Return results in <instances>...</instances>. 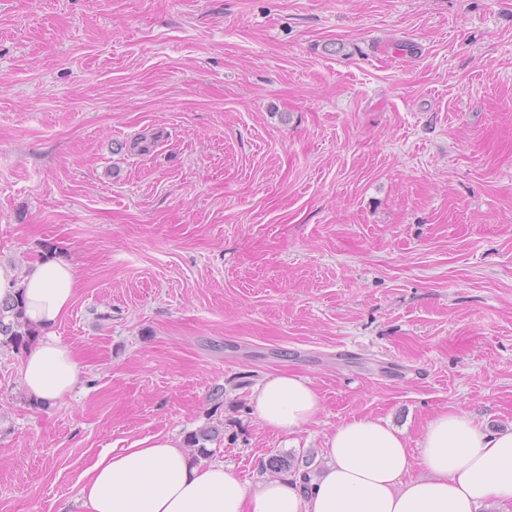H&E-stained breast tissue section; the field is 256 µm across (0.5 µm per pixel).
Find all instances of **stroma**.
Listing matches in <instances>:
<instances>
[{"label":"stroma","mask_w":512,"mask_h":512,"mask_svg":"<svg viewBox=\"0 0 512 512\" xmlns=\"http://www.w3.org/2000/svg\"><path fill=\"white\" fill-rule=\"evenodd\" d=\"M54 255L82 371L38 406L0 350V512L158 433L256 484L353 417L512 423V0H0V266ZM251 401L260 424L288 436L302 431L322 405L311 382L295 374H278L267 379L254 389Z\"/></svg>","instance_id":"stroma-1"}]
</instances>
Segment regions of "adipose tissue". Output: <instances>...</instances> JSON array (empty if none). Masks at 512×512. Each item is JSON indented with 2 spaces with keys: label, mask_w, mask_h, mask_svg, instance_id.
<instances>
[{
  "label": "adipose tissue",
  "mask_w": 512,
  "mask_h": 512,
  "mask_svg": "<svg viewBox=\"0 0 512 512\" xmlns=\"http://www.w3.org/2000/svg\"><path fill=\"white\" fill-rule=\"evenodd\" d=\"M77 285L73 265L55 258L20 271L0 267V300H15L39 333L20 367L36 403L57 402L79 380L76 351L54 333ZM251 401L260 424L289 436L322 405L311 382L294 374L259 384ZM323 454L326 466L310 481L287 476L253 485L222 459L192 455L161 433L100 453L83 475L76 512H478L488 501L512 505V427L489 430L460 410L433 416L416 454L402 430L370 417L338 425ZM417 464L424 476H413Z\"/></svg>",
  "instance_id": "obj_1"
}]
</instances>
